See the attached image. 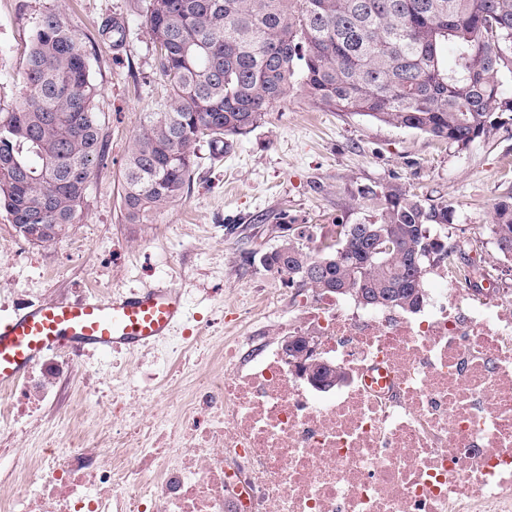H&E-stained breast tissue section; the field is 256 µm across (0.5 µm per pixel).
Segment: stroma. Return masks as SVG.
I'll use <instances>...</instances> for the list:
<instances>
[{
	"mask_svg": "<svg viewBox=\"0 0 512 512\" xmlns=\"http://www.w3.org/2000/svg\"><path fill=\"white\" fill-rule=\"evenodd\" d=\"M49 10L63 15L89 58L110 162L95 171L79 223L55 242H24L0 214V316L30 301L106 295L165 281L187 297L188 318L178 335L203 331L223 345L226 315L248 307L252 314L242 335L281 342L290 319L318 296L245 264L244 251L276 246L277 224L306 227L322 240L334 236L337 225L369 221L376 203L363 192L387 183L448 201L455 210L446 228L449 243L470 258H493L489 274L499 287L512 289V260L498 258L491 239H476L493 204L512 194V124L460 151L413 129L328 110L298 87L222 161L201 146L200 174L191 189L153 223H125L124 162L142 115L167 94L146 20L135 13L134 0H0L2 112L20 99L35 22ZM114 18L128 21L131 30L119 49L102 32ZM91 360L98 365L93 375L81 369L60 372L52 398L35 414L38 433L12 428L11 447L0 446V491L16 486L20 466L47 452L59 427H68L84 447L108 448L111 410L107 402L83 399L90 383L104 390L118 372L162 375L161 387L128 399L132 410L147 416L153 399L174 403L181 397L180 375L157 349L95 354Z\"/></svg>",
	"mask_w": 512,
	"mask_h": 512,
	"instance_id": "obj_1",
	"label": "stroma"
}]
</instances>
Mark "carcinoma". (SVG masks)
Here are the masks:
<instances>
[{
	"label": "carcinoma",
	"instance_id": "carcinoma-1",
	"mask_svg": "<svg viewBox=\"0 0 512 512\" xmlns=\"http://www.w3.org/2000/svg\"><path fill=\"white\" fill-rule=\"evenodd\" d=\"M154 44L155 68L169 91L144 113L128 152L121 205L128 224L183 198L198 170L199 147L229 152L274 103L300 84L336 112L419 130L467 149L512 121V0H136ZM112 46L125 22L105 25ZM24 92L0 112V212L13 227L54 224L47 244L79 221L94 171L109 156L94 109L98 89L75 34L50 11L38 21L27 55ZM375 219L344 224L336 244L288 225L287 248L271 250L288 284L320 294H362L365 304L418 307L425 263L467 278L473 263L431 232L453 223L445 201L421 199L396 184L367 190ZM512 257V196L494 203L485 227ZM392 245L371 255L369 241Z\"/></svg>",
	"mask_w": 512,
	"mask_h": 512
}]
</instances>
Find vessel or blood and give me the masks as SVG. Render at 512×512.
Listing matches in <instances>:
<instances>
[{
    "label": "vessel or blood",
    "instance_id": "1",
    "mask_svg": "<svg viewBox=\"0 0 512 512\" xmlns=\"http://www.w3.org/2000/svg\"><path fill=\"white\" fill-rule=\"evenodd\" d=\"M185 314L183 292L167 283L106 297L29 302L0 318V386L25 378L50 355H107L170 336Z\"/></svg>",
    "mask_w": 512,
    "mask_h": 512
}]
</instances>
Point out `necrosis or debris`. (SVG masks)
<instances>
[{
    "mask_svg": "<svg viewBox=\"0 0 512 512\" xmlns=\"http://www.w3.org/2000/svg\"><path fill=\"white\" fill-rule=\"evenodd\" d=\"M478 282L441 271L408 316L326 296L299 328L347 373L328 395L242 336L148 420L114 376L110 457L60 435L8 512H512V296ZM53 377L8 390L5 421L32 417Z\"/></svg>",
    "mask_w": 512,
    "mask_h": 512,
    "instance_id": "4bbe7bcc",
    "label": "necrosis or debris"
}]
</instances>
